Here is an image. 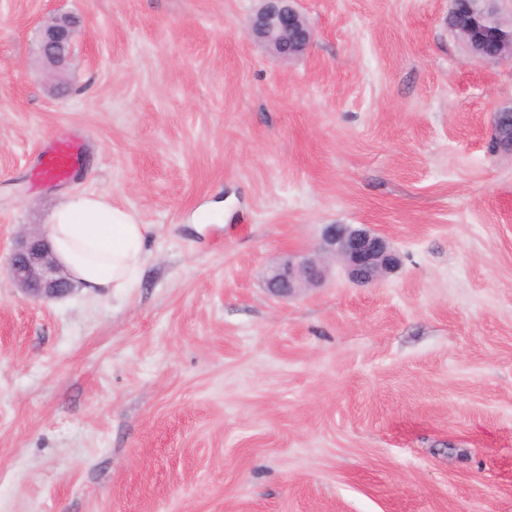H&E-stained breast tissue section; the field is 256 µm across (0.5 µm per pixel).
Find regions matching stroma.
<instances>
[{"label":"stroma","instance_id":"1","mask_svg":"<svg viewBox=\"0 0 512 512\" xmlns=\"http://www.w3.org/2000/svg\"><path fill=\"white\" fill-rule=\"evenodd\" d=\"M258 6L0 0V512H512V66L468 58L449 0H296L290 60ZM75 131L73 177L35 182ZM79 191L151 225L140 282L27 298L13 240ZM329 224L399 267L272 296ZM292 1L262 0L248 31L249 37L283 60L302 54L312 39L308 22L291 5ZM76 36V22L67 16L56 17L40 30L37 53L53 73L66 64Z\"/></svg>","mask_w":512,"mask_h":512}]
</instances>
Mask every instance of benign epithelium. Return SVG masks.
<instances>
[{"label":"benign epithelium","mask_w":512,"mask_h":512,"mask_svg":"<svg viewBox=\"0 0 512 512\" xmlns=\"http://www.w3.org/2000/svg\"><path fill=\"white\" fill-rule=\"evenodd\" d=\"M254 14L248 36L273 55L288 60L302 54L312 39L306 19L291 5L292 0H262ZM449 15L468 10L469 22L455 30L469 57L489 64H512V19H505L499 0H451ZM77 36L76 22L57 17L39 33L37 53L57 72L67 62ZM342 263L350 281L373 284L395 271L400 260L386 240L350 224H329L316 252L291 255L272 267L265 278L268 292L277 298H290L307 288L320 287L327 277L321 256ZM14 288L35 300L63 298L72 294L76 283L54 259L45 234L33 230L19 236L7 258Z\"/></svg>","instance_id":"7a95c632"}]
</instances>
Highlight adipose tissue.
<instances>
[{
    "label": "adipose tissue",
    "mask_w": 512,
    "mask_h": 512,
    "mask_svg": "<svg viewBox=\"0 0 512 512\" xmlns=\"http://www.w3.org/2000/svg\"><path fill=\"white\" fill-rule=\"evenodd\" d=\"M47 238L57 262L92 295H126L143 267L149 225L105 193L83 192L52 211Z\"/></svg>",
    "instance_id": "1"
}]
</instances>
